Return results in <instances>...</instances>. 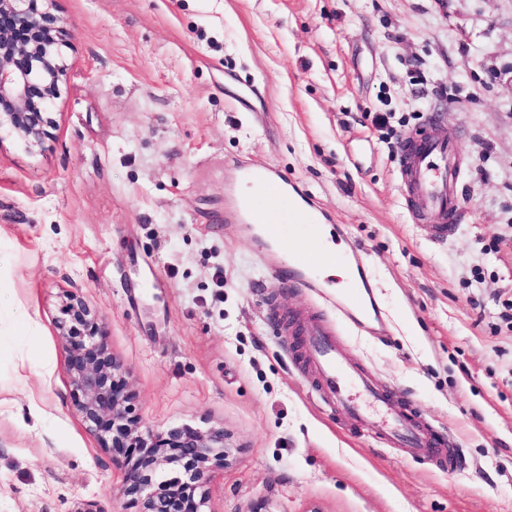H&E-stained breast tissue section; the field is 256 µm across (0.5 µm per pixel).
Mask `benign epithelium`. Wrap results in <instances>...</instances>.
Listing matches in <instances>:
<instances>
[{"label": "benign epithelium", "instance_id": "1", "mask_svg": "<svg viewBox=\"0 0 512 512\" xmlns=\"http://www.w3.org/2000/svg\"><path fill=\"white\" fill-rule=\"evenodd\" d=\"M55 0H0V131L33 151L54 128L63 49L73 34ZM56 322L67 349L74 407L112 461L124 469L122 495L138 512H204V487L224 469V430L180 426L156 431L143 422L124 371L104 338V316L76 297Z\"/></svg>", "mask_w": 512, "mask_h": 512}]
</instances>
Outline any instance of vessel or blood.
Instances as JSON below:
<instances>
[{
  "label": "vessel or blood",
  "instance_id": "1",
  "mask_svg": "<svg viewBox=\"0 0 512 512\" xmlns=\"http://www.w3.org/2000/svg\"><path fill=\"white\" fill-rule=\"evenodd\" d=\"M401 178L408 189L406 204L416 220L432 218L428 233L434 239H446L452 233V221L457 212V149L452 140L428 134L411 133L400 143ZM239 180L260 192L274 195L280 212L251 207L248 203H233L224 213L228 224L262 226L267 237H275L278 214L292 220H303L304 200L293 181L276 169L261 165H243ZM322 253V241L317 232L304 235L289 247L285 260L273 264L275 286L281 288H312L305 272L306 262ZM373 284L361 277L359 286L331 296L339 311L358 310L365 318H375L370 298ZM292 334L307 339V359L315 372V394L326 406L346 414L358 427L377 425L379 437L387 445L414 459L435 465L454 466L453 448L438 447L436 440L419 413L397 400L384 385L357 370L334 340L331 322L311 319L306 323L288 322Z\"/></svg>",
  "mask_w": 512,
  "mask_h": 512
}]
</instances>
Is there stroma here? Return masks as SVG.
I'll return each mask as SVG.
<instances>
[{"mask_svg":"<svg viewBox=\"0 0 512 512\" xmlns=\"http://www.w3.org/2000/svg\"><path fill=\"white\" fill-rule=\"evenodd\" d=\"M74 34L55 127L0 137V512H135L73 408L56 321L98 308L145 422L223 429L205 512H512V0H58ZM403 136L460 153L445 240L409 216ZM295 182L365 249L386 337L349 357L462 457L387 447L310 392L273 244L224 221L239 166Z\"/></svg>","mask_w":512,"mask_h":512,"instance_id":"obj_1","label":"stroma"}]
</instances>
